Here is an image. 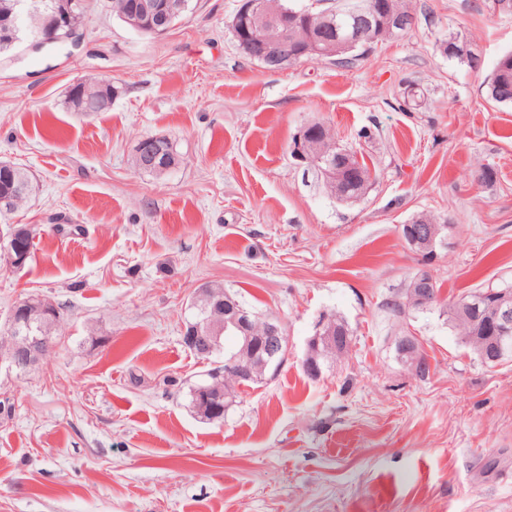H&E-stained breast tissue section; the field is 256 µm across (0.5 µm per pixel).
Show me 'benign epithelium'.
<instances>
[{
    "label": "benign epithelium",
    "mask_w": 512,
    "mask_h": 512,
    "mask_svg": "<svg viewBox=\"0 0 512 512\" xmlns=\"http://www.w3.org/2000/svg\"><path fill=\"white\" fill-rule=\"evenodd\" d=\"M183 0H159L145 6L149 14V21L145 28L153 33L167 32L173 21L185 9ZM28 4L24 0H16L13 10L4 23V33L9 34L23 28L28 17ZM346 21L358 29L374 20L382 19L383 25L392 33L393 37L400 36L413 19L402 15H393L387 10L384 0H347V5L341 11ZM308 52L322 53L332 56L336 46L349 47L353 40H331L319 45L312 39H306ZM302 55L296 41L286 38L267 39L259 47V56L273 70L280 63ZM161 135H148L139 140L134 148V163L137 169H154L166 173L179 165L178 157L164 156L157 151ZM451 225L431 226L429 224H406L401 236L405 243L413 250L430 249L444 238ZM0 255L13 268L25 265L27 254L17 248L16 236H10L7 241L0 243ZM198 296L204 302L206 317L195 326L194 337L189 339L191 349L201 355L210 356L217 348L221 334L230 327L241 332L240 351L224 363V369L234 372L237 377L248 376L257 365H265L278 361L283 353L284 344L281 336V322L275 318L265 321L262 330H257L252 316L243 308L231 304L226 299L215 298L210 287L205 286L198 290ZM436 294L430 288V281L424 277H416L409 286V306L427 311L432 308ZM491 319L494 322L495 338L487 341L486 348L491 356L500 354L504 345L512 334V294L501 292L497 294L490 305ZM40 315L46 319H53L57 315L56 306L44 300H28L20 309H12L6 327L14 337L15 348L11 354L0 359V368H5L18 375H27L34 371L43 357L52 349L49 340H33L28 336L31 331L30 317ZM336 350V326L330 323V314L323 312L319 315L314 335L307 340L304 369L312 376H321L317 353L320 350Z\"/></svg>",
    "instance_id": "benign-epithelium-1"
}]
</instances>
